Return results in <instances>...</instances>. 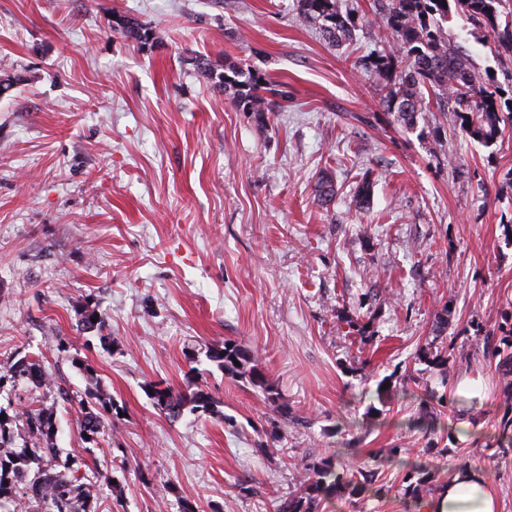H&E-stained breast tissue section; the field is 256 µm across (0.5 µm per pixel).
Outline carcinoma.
Instances as JSON below:
<instances>
[{"label":"carcinoma","instance_id":"carcinoma-1","mask_svg":"<svg viewBox=\"0 0 512 512\" xmlns=\"http://www.w3.org/2000/svg\"><path fill=\"white\" fill-rule=\"evenodd\" d=\"M377 20L386 34L381 48L368 56L365 68L381 80L380 104L407 131L415 128L419 115L437 105L460 119V130L477 141H496L505 120L512 121V88L491 84L472 64L468 55L448 43L442 23L454 13L463 15L476 29L493 32L495 46L501 53L512 54V12L505 11L503 0H374ZM297 10L306 20L321 24L325 36L336 43L352 39L357 28L354 12L342 13L337 0H297ZM122 34L133 43L145 44L151 35L136 19L125 17ZM201 74L214 88L231 95L244 112L259 119L273 110L276 96L286 102L291 96L286 82L274 83L249 69L228 65L216 72L206 59L196 60ZM82 328L99 335L101 344L111 343L105 334L106 323L92 302L75 309ZM500 345L487 352L488 359L502 376L504 393L512 398V323L500 327ZM66 339L53 349L56 359H71L78 371L88 374L89 363L70 357ZM208 358L224 374L258 387L268 404L281 416H288L279 404V392L258 368L255 355L237 344L223 342L208 350ZM419 358L437 366H448V349L441 345L423 350ZM26 384L54 394L77 405L82 439L95 443L112 402L92 388L70 391L55 383L52 372L40 357L21 358L0 369V389L6 384ZM153 404L169 420L178 419L184 410L214 411L216 402L204 389L191 382L186 389L155 383L147 390ZM53 412L44 407L27 408L0 419V512H93V483L75 468L73 459L57 469L60 449L56 443ZM22 444L15 445L16 440ZM496 447L512 450V416L501 420ZM372 474L356 467L337 468L332 456L320 458L306 468L297 488L279 500L275 512H320L331 495L356 496L371 482ZM436 474L415 468L406 475V492L415 499L424 498L432 488Z\"/></svg>","mask_w":512,"mask_h":512}]
</instances>
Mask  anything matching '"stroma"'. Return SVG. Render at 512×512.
I'll use <instances>...</instances> for the list:
<instances>
[{
	"mask_svg": "<svg viewBox=\"0 0 512 512\" xmlns=\"http://www.w3.org/2000/svg\"><path fill=\"white\" fill-rule=\"evenodd\" d=\"M342 4L359 20L337 45L297 0H0V70L22 78L0 99V365L66 338L92 372L50 360L54 378L99 383L114 414L89 448L76 406L28 387L0 405L53 410L63 454L100 474L97 512H273L336 452L376 482L322 512H426L406 492L414 462L443 479L482 468L512 512V455L485 445L505 404L483 360L512 314V126L485 145L436 111L412 133L376 121L362 64L384 32L374 0ZM116 13L159 43L128 42ZM444 29L506 84L492 33L458 15ZM199 56L286 80L293 101L258 120ZM87 300L110 347L76 324ZM446 305L442 369L417 353ZM224 340L254 352L287 416L207 359ZM477 375L481 396H457ZM191 380L217 413L172 421L146 394Z\"/></svg>",
	"mask_w": 512,
	"mask_h": 512,
	"instance_id": "obj_1",
	"label": "stroma"
}]
</instances>
